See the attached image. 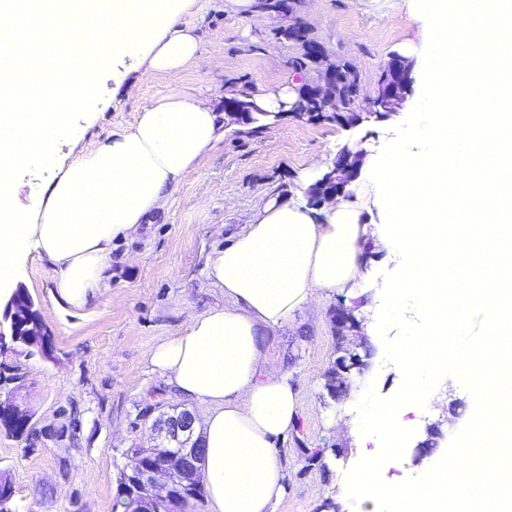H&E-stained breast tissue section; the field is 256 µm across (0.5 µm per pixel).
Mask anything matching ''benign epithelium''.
<instances>
[{
    "mask_svg": "<svg viewBox=\"0 0 512 512\" xmlns=\"http://www.w3.org/2000/svg\"><path fill=\"white\" fill-rule=\"evenodd\" d=\"M413 61L406 56L394 55L383 68L377 85L376 95L370 99L368 115L379 122L396 116L411 95V71ZM225 110L242 111L247 121L254 118L255 107L236 96L225 100ZM357 178L354 164L341 154L333 167L321 174L308 188L306 194L311 202L317 203L322 196H333L345 192L346 187ZM28 328L26 335L42 336L44 327L37 317L32 298L17 290L0 304V340L19 335L18 327ZM195 415L183 410L157 423L158 436L171 444L169 448H154L156 463L142 475L132 470L127 473L131 482H143L147 493L129 492V499L115 509L121 512H156L158 505L171 498L173 487L180 485L191 489L199 482L197 462L199 448L192 442Z\"/></svg>",
    "mask_w": 512,
    "mask_h": 512,
    "instance_id": "7a95c632",
    "label": "benign epithelium"
}]
</instances>
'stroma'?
<instances>
[{"label": "stroma", "mask_w": 512, "mask_h": 512, "mask_svg": "<svg viewBox=\"0 0 512 512\" xmlns=\"http://www.w3.org/2000/svg\"><path fill=\"white\" fill-rule=\"evenodd\" d=\"M224 2L205 0L194 18L203 49L198 63L158 75L143 85L144 96L177 88L220 107L236 91L259 84L273 93L321 85V65L293 67L297 48L279 35L298 18L324 45L329 62H349L357 73V110L367 111L377 79L395 54L415 63L405 110H412L422 92L428 23L414 0H295L292 13L254 16L228 11ZM139 52L132 45L108 59L98 96L69 112L53 152L35 154L16 170L15 190L30 208L40 206L45 187L60 165L70 162L71 144L92 147L135 121L139 99L122 88ZM393 126L390 120L370 119L350 129L286 115L260 131L226 135L182 177L166 213L137 235L113 243L109 286L84 309L57 307L53 268L36 254L27 256L10 284L35 301L54 352L48 358L0 352V365L22 373L14 397L32 412L23 437L0 430V475L14 488L13 512H112L124 449L159 446L152 434L156 421L186 407L152 372L149 357L156 345L178 335L191 315L223 305V291L206 276L209 256L267 200L304 197L303 178L332 167L351 143L366 142L381 151ZM397 264L392 246L374 252L360 267L357 294L323 297L315 311L265 338L269 371L289 374L299 398L297 426L277 444L288 478L276 512H336L341 474L359 461L363 447L379 445L373 437L350 436L347 426L357 420L356 406L368 384L388 397L400 387L402 373L385 361L377 332L349 333L342 342L369 346L372 357L363 373L348 378L341 400L330 398L325 375L342 343L331 312L342 305L360 321H376L381 273ZM473 411L472 395L455 377L443 376L425 407L410 414L412 440L430 442L433 452L448 447ZM447 413L453 414L454 426L429 435L428 427ZM308 448L325 449L324 467L305 469ZM433 452L418 460L408 450L385 468L405 480L433 466Z\"/></svg>", "instance_id": "obj_1"}]
</instances>
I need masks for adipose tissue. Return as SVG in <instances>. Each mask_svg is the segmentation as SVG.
Instances as JSON below:
<instances>
[{"label":"adipose tissue","instance_id":"1","mask_svg":"<svg viewBox=\"0 0 512 512\" xmlns=\"http://www.w3.org/2000/svg\"><path fill=\"white\" fill-rule=\"evenodd\" d=\"M199 0H0V278L29 253L55 269L57 304L85 307L108 286L112 244L166 212L181 178L238 129L212 100L178 90L142 97L139 115L105 142L74 152L45 189L36 211L19 200L14 172L51 149L68 112L97 95L109 55L142 48L128 94L157 75L181 71L201 55L186 21ZM75 23L60 74L49 60L29 74L36 36ZM374 188L352 187L316 207L273 198L257 208L234 240L215 251L206 275L224 305L190 316L183 331L152 352L153 372L175 396L204 407L194 440L210 512H275L286 487L276 443L295 426L298 394L289 374L265 372L266 333L312 310L319 297L352 288L361 248L378 209Z\"/></svg>","mask_w":512,"mask_h":512}]
</instances>
